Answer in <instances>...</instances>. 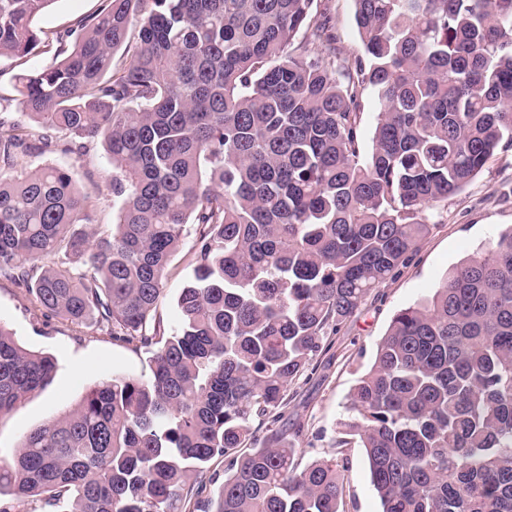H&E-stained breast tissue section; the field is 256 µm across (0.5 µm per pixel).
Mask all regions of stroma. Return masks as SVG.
I'll list each match as a JSON object with an SVG mask.
<instances>
[{
	"label": "stroma",
	"mask_w": 512,
	"mask_h": 512,
	"mask_svg": "<svg viewBox=\"0 0 512 512\" xmlns=\"http://www.w3.org/2000/svg\"><path fill=\"white\" fill-rule=\"evenodd\" d=\"M331 19L343 68L363 52L354 22L352 0H319ZM29 168L57 166L73 169L82 190L92 191L94 219L99 230L111 232L119 204L112 198V166L103 145L87 156L74 158L57 151L31 157ZM433 229L419 241L411 260L366 298L360 310L313 360V370L288 388L279 408V425L301 429L294 440L298 465L327 457L334 459L344 480V512H380L381 504L370 480L364 448L351 441L336 442L353 418L350 393L357 378L373 362L377 344L401 309L429 295L450 268L485 247L497 233L512 226V147L499 151L477 177L447 202L435 208ZM195 228L186 225L179 249L172 256L166 285L155 315L165 327L177 325L181 288L193 278ZM0 323L25 348L50 354L56 369L42 389L30 394L0 416V458L13 456L21 437L75 407L100 382L122 374L138 379L151 375V352L110 336L92 324H74L44 313L25 289L0 278Z\"/></svg>",
	"instance_id": "35a3bbf8"
}]
</instances>
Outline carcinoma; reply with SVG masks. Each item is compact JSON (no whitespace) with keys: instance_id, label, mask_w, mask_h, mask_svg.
Returning <instances> with one entry per match:
<instances>
[{"instance_id":"obj_1","label":"carcinoma","mask_w":512,"mask_h":512,"mask_svg":"<svg viewBox=\"0 0 512 512\" xmlns=\"http://www.w3.org/2000/svg\"><path fill=\"white\" fill-rule=\"evenodd\" d=\"M54 2L0 0V57L50 56L16 76L21 114L68 132L35 136L0 104V277L156 350L149 380L112 376L0 459V512L9 493L180 512L216 456L212 512H341L336 462L298 467L276 429L250 448V421L512 145V0H353L364 52L341 76L315 0H100L36 27ZM98 142L120 201L110 234L70 169L24 166ZM188 224L194 279L168 330L154 312ZM55 368L0 325V414ZM350 401L382 512H512V226L394 315ZM98 0H58L36 20L38 27L61 28L76 21L81 16L93 13ZM363 117L362 126L364 130V145L366 150L371 148L374 126L376 122L377 104L370 89H367L363 96Z\"/></svg>"}]
</instances>
